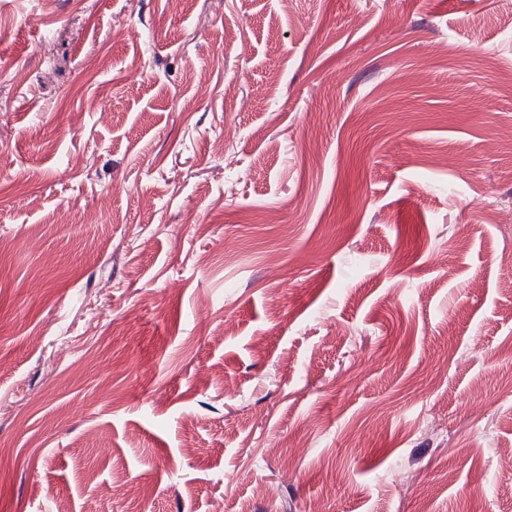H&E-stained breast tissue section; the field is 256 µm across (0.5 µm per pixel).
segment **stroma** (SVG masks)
Returning <instances> with one entry per match:
<instances>
[{"mask_svg":"<svg viewBox=\"0 0 512 512\" xmlns=\"http://www.w3.org/2000/svg\"><path fill=\"white\" fill-rule=\"evenodd\" d=\"M509 14L0 0V512H512Z\"/></svg>","mask_w":512,"mask_h":512,"instance_id":"35a3bbf8","label":"stroma"}]
</instances>
